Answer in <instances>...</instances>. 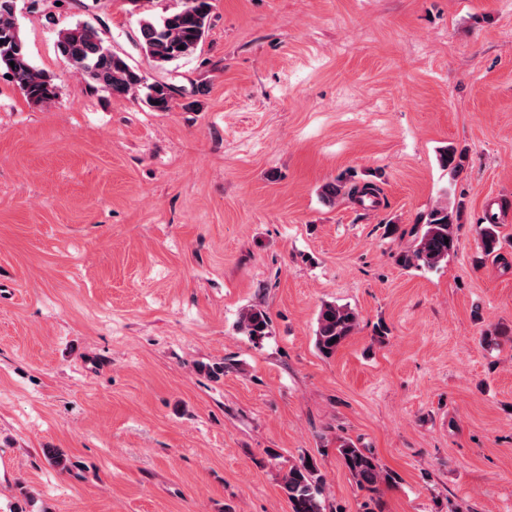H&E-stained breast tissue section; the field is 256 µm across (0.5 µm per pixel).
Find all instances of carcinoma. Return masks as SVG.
<instances>
[{
    "mask_svg": "<svg viewBox=\"0 0 512 512\" xmlns=\"http://www.w3.org/2000/svg\"><path fill=\"white\" fill-rule=\"evenodd\" d=\"M14 0H0V67L14 78L25 96L34 103H47L55 96L53 79L35 69L29 62L24 42L16 23ZM209 0H183L181 9L159 19L139 21L135 42L154 68L163 70L180 58L193 55L203 42L208 16ZM57 47L68 66L105 91L127 95L144 91L143 103L152 111L169 109L174 86L165 81L148 82L147 77L131 66L127 59L105 43L94 26L78 23L59 30ZM351 196L363 203L375 197L369 185L359 187L339 180L323 187L322 198L328 204L341 196ZM458 214L447 204L433 207L423 219L413 248L398 255L404 268L436 269L448 261L456 250L454 224ZM479 245L490 256L500 247L499 225L494 218L480 226ZM358 314L347 305L324 304L318 314L315 344L321 354L332 356L353 334ZM238 329L255 343L270 334V319L260 308L245 309L238 320ZM338 455L356 484L370 492L388 484L393 476L385 470L372 452L359 448L350 440L336 447ZM48 461L62 472L74 467L71 459L59 448H45ZM323 476L314 459L302 458L288 466L281 486L292 512H326L323 496Z\"/></svg>",
    "mask_w": 512,
    "mask_h": 512,
    "instance_id": "cac0c4a2",
    "label": "carcinoma"
}]
</instances>
